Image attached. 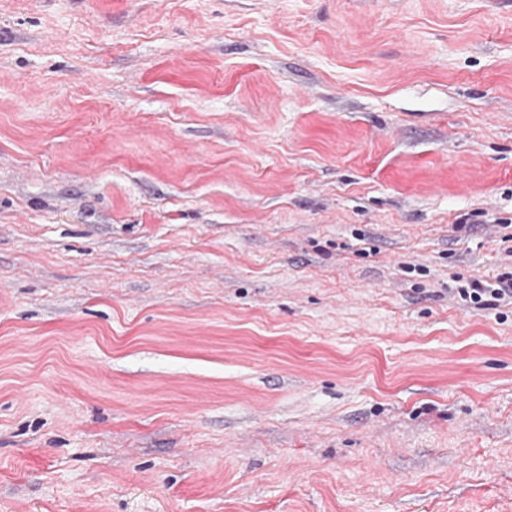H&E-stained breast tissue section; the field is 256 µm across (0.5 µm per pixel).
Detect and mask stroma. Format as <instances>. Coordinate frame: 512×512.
I'll return each mask as SVG.
<instances>
[{"label": "stroma", "mask_w": 512, "mask_h": 512, "mask_svg": "<svg viewBox=\"0 0 512 512\" xmlns=\"http://www.w3.org/2000/svg\"><path fill=\"white\" fill-rule=\"evenodd\" d=\"M512 0H0V512H512ZM497 286V288H492L482 280L473 279L468 283L467 288H461L460 293L464 297L468 296L471 302L477 304L482 303L483 298H486L484 301H491V303L484 305H493L492 301L505 300L506 298H510L512 302V273L510 278L508 274L500 277Z\"/></svg>", "instance_id": "35a3bbf8"}]
</instances>
